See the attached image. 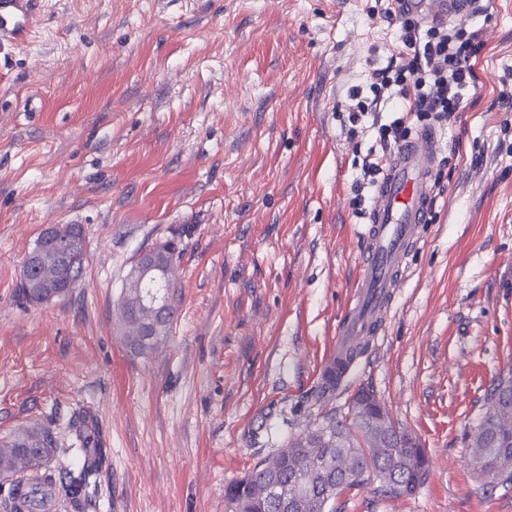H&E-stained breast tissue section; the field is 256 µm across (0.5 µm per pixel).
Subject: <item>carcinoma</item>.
I'll return each mask as SVG.
<instances>
[{
    "mask_svg": "<svg viewBox=\"0 0 512 512\" xmlns=\"http://www.w3.org/2000/svg\"><path fill=\"white\" fill-rule=\"evenodd\" d=\"M176 307L169 304L158 319L159 328L147 341L122 336L134 356H147L165 341L173 324ZM340 375L332 369L323 377L315 396L323 400L336 391ZM22 443L32 439L41 442L40 464H45L56 451L49 429L36 427L21 434ZM300 437L286 448L259 462L250 472L225 490L228 512H282V501L300 495L305 499L304 512H329L330 504L340 495L363 486L368 478L379 482L378 490L390 495V483L405 486L403 496L414 494L426 480L429 458L423 448H404L391 444L376 451L370 448H322L313 457L298 447ZM468 465L486 489L512 485V434L501 433L494 417L487 414L477 425L470 443ZM97 472L96 456L91 449L79 471L64 470L59 478L40 471L13 477V496L19 498L26 512H39L46 501V488L60 483L67 491L83 490Z\"/></svg>",
    "mask_w": 512,
    "mask_h": 512,
    "instance_id": "cac0c4a2",
    "label": "carcinoma"
}]
</instances>
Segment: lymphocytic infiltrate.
I'll return each instance as SVG.
<instances>
[{
    "mask_svg": "<svg viewBox=\"0 0 512 512\" xmlns=\"http://www.w3.org/2000/svg\"><path fill=\"white\" fill-rule=\"evenodd\" d=\"M369 12L398 24L399 50L385 67L373 71L368 85L347 91L350 104L342 126L348 139L358 137L367 119L382 150L363 161L350 201L360 216L365 213L364 189L375 186L385 155L410 137L413 125L440 127L464 111L477 92L474 60L482 47L479 29L464 21L424 24L399 9L395 0H376Z\"/></svg>",
    "mask_w": 512,
    "mask_h": 512,
    "instance_id": "f902f5d3",
    "label": "lymphocytic infiltrate"
}]
</instances>
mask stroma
<instances>
[{
	"mask_svg": "<svg viewBox=\"0 0 512 512\" xmlns=\"http://www.w3.org/2000/svg\"><path fill=\"white\" fill-rule=\"evenodd\" d=\"M374 0H43L0 45V452L47 427L48 470L101 465L44 512H225L226 487L371 387L430 458L411 496L376 482L335 512H512L485 492L467 436L512 372V0L473 16L475 99L440 131L445 191L400 288L332 399L321 365L353 296L366 220L349 206L367 132L347 89L384 66L396 29ZM49 224H80L84 278L19 300ZM175 240L166 342L130 355L118 300L137 256Z\"/></svg>",
	"mask_w": 512,
	"mask_h": 512,
	"instance_id": "35a3bbf8",
	"label": "stroma"
}]
</instances>
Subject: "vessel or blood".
I'll return each instance as SVG.
<instances>
[{
  "label": "vessel or blood",
  "mask_w": 512,
  "mask_h": 512,
  "mask_svg": "<svg viewBox=\"0 0 512 512\" xmlns=\"http://www.w3.org/2000/svg\"><path fill=\"white\" fill-rule=\"evenodd\" d=\"M40 0H0V40L25 42ZM405 11L425 22H449L467 16L471 0H404ZM439 139L424 129L388 158L372 197L365 248L353 284L352 301L337 330L330 363L344 367L355 340L376 335L395 288L407 269V258L428 218L432 175Z\"/></svg>",
  "instance_id": "obj_1"
}]
</instances>
